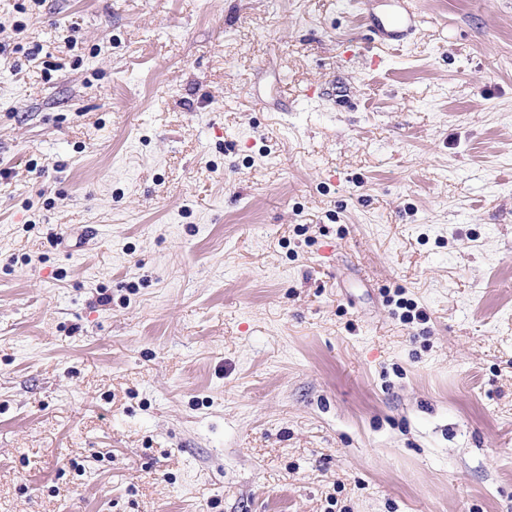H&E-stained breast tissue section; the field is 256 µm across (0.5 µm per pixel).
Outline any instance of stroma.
<instances>
[{
	"label": "stroma",
	"mask_w": 512,
	"mask_h": 512,
	"mask_svg": "<svg viewBox=\"0 0 512 512\" xmlns=\"http://www.w3.org/2000/svg\"><path fill=\"white\" fill-rule=\"evenodd\" d=\"M405 3L0 0V512H512V0ZM369 0H358L356 5L362 17L368 22L371 41L380 45H392L403 43V38L411 32L415 26V16L407 9L400 10L396 3L389 4L390 9L376 14L370 8Z\"/></svg>",
	"instance_id": "35a3bbf8"
}]
</instances>
